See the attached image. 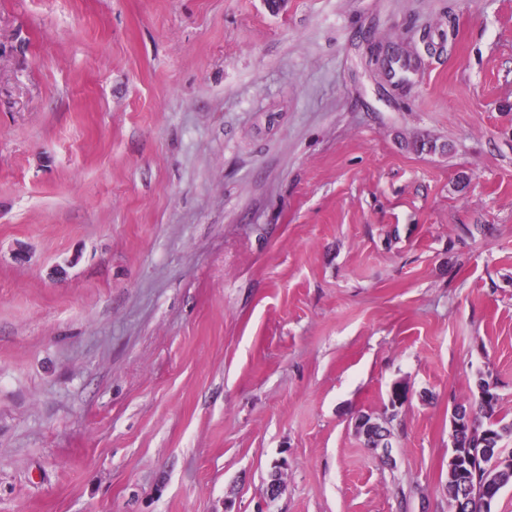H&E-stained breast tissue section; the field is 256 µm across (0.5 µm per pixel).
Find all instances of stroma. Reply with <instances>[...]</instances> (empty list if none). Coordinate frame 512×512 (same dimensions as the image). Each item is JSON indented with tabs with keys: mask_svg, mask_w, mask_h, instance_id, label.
<instances>
[{
	"mask_svg": "<svg viewBox=\"0 0 512 512\" xmlns=\"http://www.w3.org/2000/svg\"><path fill=\"white\" fill-rule=\"evenodd\" d=\"M482 378L512 0H0V512H451ZM355 429L360 437H362L364 445L378 452L382 460H390L391 447L390 437L386 427L374 422L372 418L361 416L355 420Z\"/></svg>",
	"mask_w": 512,
	"mask_h": 512,
	"instance_id": "35a3bbf8",
	"label": "stroma"
}]
</instances>
